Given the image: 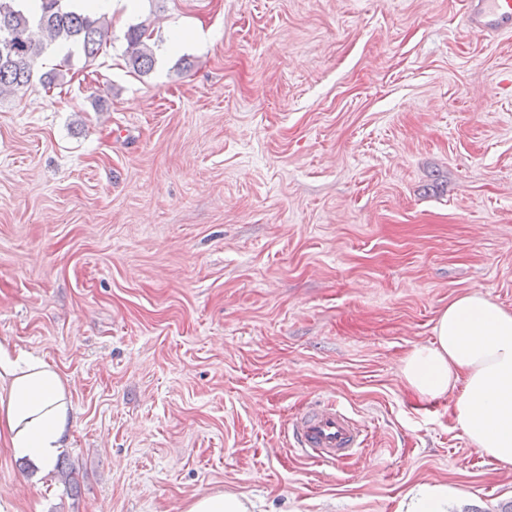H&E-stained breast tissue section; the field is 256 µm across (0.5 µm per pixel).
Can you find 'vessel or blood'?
<instances>
[{
  "label": "vessel or blood",
  "mask_w": 512,
  "mask_h": 512,
  "mask_svg": "<svg viewBox=\"0 0 512 512\" xmlns=\"http://www.w3.org/2000/svg\"><path fill=\"white\" fill-rule=\"evenodd\" d=\"M464 16L467 27L476 34H512V0H467ZM292 437L299 456L333 463L362 456L371 435L345 409L323 404L296 419Z\"/></svg>",
  "instance_id": "b4317fda"
}]
</instances>
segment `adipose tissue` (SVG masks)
<instances>
[{
    "mask_svg": "<svg viewBox=\"0 0 512 512\" xmlns=\"http://www.w3.org/2000/svg\"><path fill=\"white\" fill-rule=\"evenodd\" d=\"M434 333L403 359L405 381L425 398L453 395L452 419L468 444L511 466L512 312L472 292L440 312ZM76 425L55 367L0 343V439L10 454L49 473Z\"/></svg>",
    "mask_w": 512,
    "mask_h": 512,
    "instance_id": "1",
    "label": "adipose tissue"
}]
</instances>
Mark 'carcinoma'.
Listing matches in <instances>:
<instances>
[{"label": "carcinoma", "instance_id": "1", "mask_svg": "<svg viewBox=\"0 0 512 512\" xmlns=\"http://www.w3.org/2000/svg\"><path fill=\"white\" fill-rule=\"evenodd\" d=\"M110 27L105 16L79 13L70 0H41L40 13L34 16L17 0H0V97L32 84L37 60L51 45L67 43L86 61L95 60L107 46ZM151 36L143 23L129 26L125 33L127 63L139 74L155 64Z\"/></svg>", "mask_w": 512, "mask_h": 512}]
</instances>
